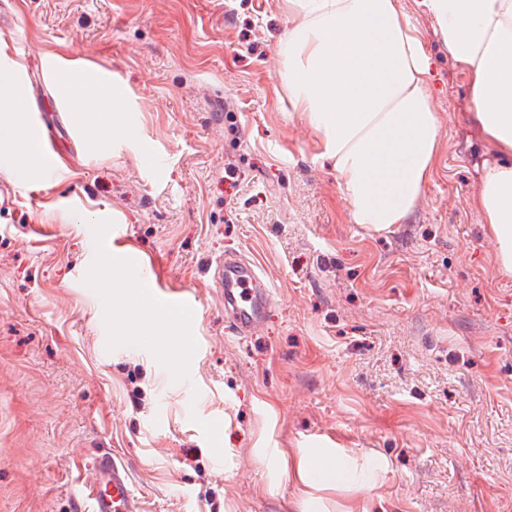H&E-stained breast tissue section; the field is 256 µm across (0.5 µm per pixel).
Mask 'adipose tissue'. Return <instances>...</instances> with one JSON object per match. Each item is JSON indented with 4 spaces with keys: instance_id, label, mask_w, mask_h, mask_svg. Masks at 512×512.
Wrapping results in <instances>:
<instances>
[{
    "instance_id": "obj_1",
    "label": "adipose tissue",
    "mask_w": 512,
    "mask_h": 512,
    "mask_svg": "<svg viewBox=\"0 0 512 512\" xmlns=\"http://www.w3.org/2000/svg\"><path fill=\"white\" fill-rule=\"evenodd\" d=\"M288 33L280 45L288 106L332 161L353 223L383 229L403 223L431 180L439 118L428 91L430 57L402 0H285ZM435 34L463 75L471 117L492 148L474 199L512 275V0H422ZM21 86L0 80V114L13 117L0 154L39 169L38 144L21 116ZM303 486L352 484L373 476L315 455L300 458Z\"/></svg>"
}]
</instances>
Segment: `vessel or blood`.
Returning a JSON list of instances; mask_svg holds the SVG:
<instances>
[{
    "instance_id": "obj_1",
    "label": "vessel or blood",
    "mask_w": 512,
    "mask_h": 512,
    "mask_svg": "<svg viewBox=\"0 0 512 512\" xmlns=\"http://www.w3.org/2000/svg\"><path fill=\"white\" fill-rule=\"evenodd\" d=\"M214 288L224 300L230 316L228 330L240 337L256 335L263 327L271 306L273 292L252 266L228 257L218 262L211 275ZM151 304L163 313L186 320L196 310L194 300L181 292L165 294L149 291ZM84 493L91 512H140L139 503L130 488L127 467L117 462L111 449H100L87 473Z\"/></svg>"
}]
</instances>
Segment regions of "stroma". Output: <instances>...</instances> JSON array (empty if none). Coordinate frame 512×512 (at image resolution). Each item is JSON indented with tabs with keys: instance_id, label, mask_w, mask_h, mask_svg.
<instances>
[{
	"instance_id": "1",
	"label": "stroma",
	"mask_w": 512,
	"mask_h": 512,
	"mask_svg": "<svg viewBox=\"0 0 512 512\" xmlns=\"http://www.w3.org/2000/svg\"><path fill=\"white\" fill-rule=\"evenodd\" d=\"M402 2L440 153L405 222L376 231L288 109L283 0H0V72L60 160L21 187L0 166V512H79L100 448L141 512H512V277L473 201L491 152L431 16ZM67 61L114 101L73 112ZM115 230L197 299L152 352L105 318L147 313L121 276L93 286ZM228 252L275 294L249 338L209 286ZM304 452L371 464L372 492L302 486Z\"/></svg>"
}]
</instances>
